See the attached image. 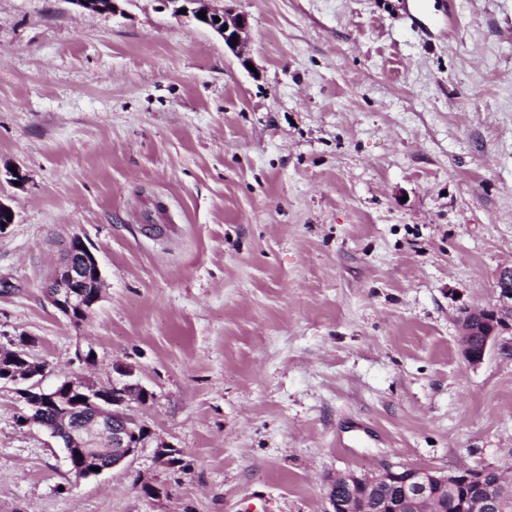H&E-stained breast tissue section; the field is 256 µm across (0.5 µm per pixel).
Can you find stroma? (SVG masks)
Masks as SVG:
<instances>
[{"label": "stroma", "instance_id": "obj_1", "mask_svg": "<svg viewBox=\"0 0 512 512\" xmlns=\"http://www.w3.org/2000/svg\"><path fill=\"white\" fill-rule=\"evenodd\" d=\"M223 6L241 52L162 0H0V348L46 388L130 364L151 394L132 462L78 481L1 381L0 512H324L330 474L386 462L512 478V328L477 366L457 342L512 266V0ZM76 236L104 278L80 324L45 295Z\"/></svg>", "mask_w": 512, "mask_h": 512}]
</instances>
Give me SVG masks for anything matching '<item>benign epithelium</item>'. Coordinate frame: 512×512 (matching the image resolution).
<instances>
[{
  "label": "benign epithelium",
  "mask_w": 512,
  "mask_h": 512,
  "mask_svg": "<svg viewBox=\"0 0 512 512\" xmlns=\"http://www.w3.org/2000/svg\"><path fill=\"white\" fill-rule=\"evenodd\" d=\"M74 4L91 12H116V0L102 4L99 0H72ZM164 6L179 19H197L198 13L206 12L208 27L218 34L224 44L235 51L240 47L242 35L249 28L248 16L233 13L214 5L216 0H162ZM186 13H181V10ZM217 17L219 21L211 22ZM103 275L95 254L77 241V248L66 253L55 271L46 295L50 303L66 318L78 313L90 316L101 299ZM499 298L503 305L471 310L477 322H458V344L465 360L477 366L483 363L488 350L496 344L503 327L512 324V266L500 269L497 276ZM135 368L124 365L120 378L111 385L83 379H66L51 389L42 387V371L30 368L23 374H14L12 381L19 386L18 393L25 403V410L18 417L22 426L44 425L42 417L35 414L39 409L57 408L64 416L79 414V420L60 437L50 429L53 437L60 440L67 461L78 456L84 464L77 478L100 471L117 468L133 458L141 448L139 420L127 413L130 393L145 395L148 390L136 379ZM79 401L67 402L73 396ZM486 469L463 468L445 473L432 468L385 464L374 472L355 470L338 471L326 480L324 512H438L437 497L433 489L453 487L457 484L482 486ZM392 484L400 489L395 498H380L377 489ZM458 512H499V501L483 496L472 502H462Z\"/></svg>",
  "instance_id": "obj_1"
}]
</instances>
